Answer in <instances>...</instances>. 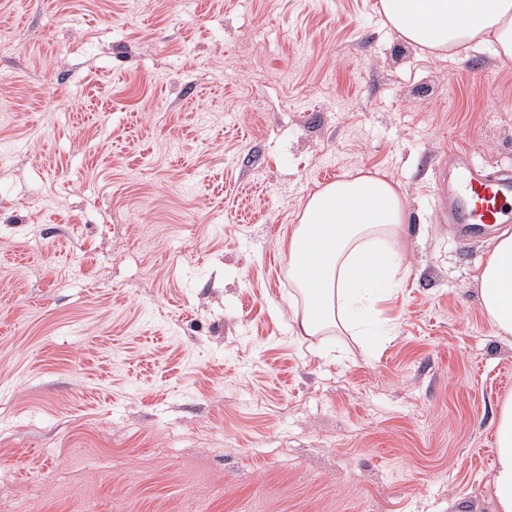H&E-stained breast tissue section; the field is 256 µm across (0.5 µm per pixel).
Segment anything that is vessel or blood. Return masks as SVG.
<instances>
[{
    "label": "vessel or blood",
    "instance_id": "1",
    "mask_svg": "<svg viewBox=\"0 0 512 512\" xmlns=\"http://www.w3.org/2000/svg\"><path fill=\"white\" fill-rule=\"evenodd\" d=\"M436 210L454 224L461 241L512 223V175H491L474 163L470 148H448L441 173Z\"/></svg>",
    "mask_w": 512,
    "mask_h": 512
}]
</instances>
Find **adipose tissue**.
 Here are the masks:
<instances>
[{
    "label": "adipose tissue",
    "instance_id": "adipose-tissue-1",
    "mask_svg": "<svg viewBox=\"0 0 512 512\" xmlns=\"http://www.w3.org/2000/svg\"><path fill=\"white\" fill-rule=\"evenodd\" d=\"M409 44L445 53L465 45L512 59V0H380ZM402 185L381 172L347 175L311 195L288 236V276L303 294L299 335L359 330L376 289L407 271ZM481 305L496 332L512 335V235H500L478 275ZM492 487L498 512H512V400L501 406Z\"/></svg>",
    "mask_w": 512,
    "mask_h": 512
}]
</instances>
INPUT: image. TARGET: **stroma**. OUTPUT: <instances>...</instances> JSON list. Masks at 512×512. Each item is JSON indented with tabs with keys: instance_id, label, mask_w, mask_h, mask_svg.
<instances>
[{
	"instance_id": "stroma-1",
	"label": "stroma",
	"mask_w": 512,
	"mask_h": 512,
	"mask_svg": "<svg viewBox=\"0 0 512 512\" xmlns=\"http://www.w3.org/2000/svg\"><path fill=\"white\" fill-rule=\"evenodd\" d=\"M379 0H0V512H496L512 335L429 187L512 167V60ZM406 193L372 335H298L326 175Z\"/></svg>"
}]
</instances>
